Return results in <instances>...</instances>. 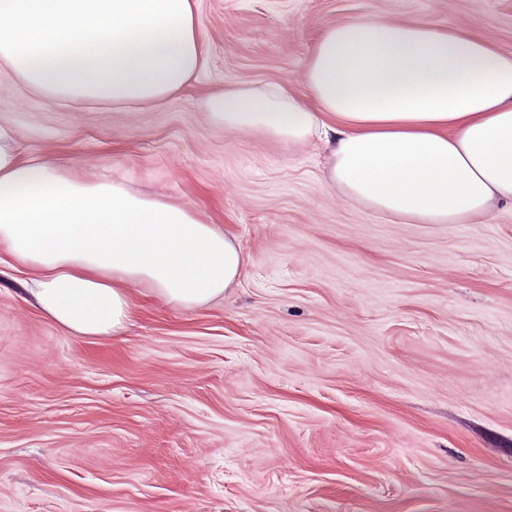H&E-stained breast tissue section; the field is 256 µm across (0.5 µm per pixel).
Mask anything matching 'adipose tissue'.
Returning <instances> with one entry per match:
<instances>
[{"label":"adipose tissue","instance_id":"ef3b65f1","mask_svg":"<svg viewBox=\"0 0 512 512\" xmlns=\"http://www.w3.org/2000/svg\"><path fill=\"white\" fill-rule=\"evenodd\" d=\"M199 0H0V66L63 100L160 105L201 72ZM288 83L215 88L225 130L321 143L325 177L367 210L467 224L512 207V53L463 27L361 14L325 25ZM40 311L78 336L122 333L139 289L175 308L221 297L244 257L186 207L23 159L0 126V245Z\"/></svg>","mask_w":512,"mask_h":512}]
</instances>
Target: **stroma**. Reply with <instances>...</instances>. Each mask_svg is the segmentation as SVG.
Returning <instances> with one entry per match:
<instances>
[{
    "label": "stroma",
    "instance_id": "1",
    "mask_svg": "<svg viewBox=\"0 0 512 512\" xmlns=\"http://www.w3.org/2000/svg\"><path fill=\"white\" fill-rule=\"evenodd\" d=\"M512 53V0H200L206 65L159 106L37 94L0 69L22 158L189 207L246 257L222 299L142 291L75 336L0 246V512H512V209L405 224L322 179L314 144L225 131L205 90L302 75L358 14Z\"/></svg>",
    "mask_w": 512,
    "mask_h": 512
}]
</instances>
